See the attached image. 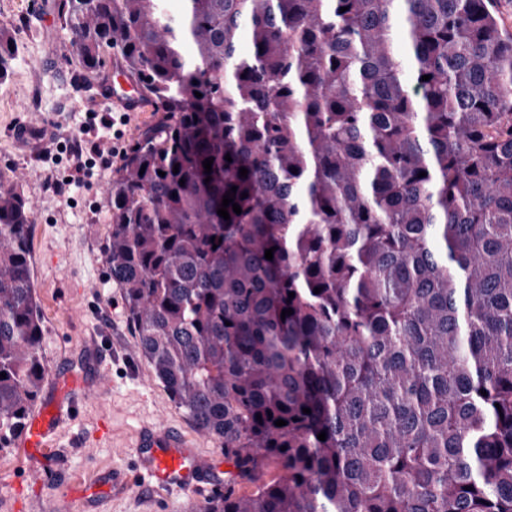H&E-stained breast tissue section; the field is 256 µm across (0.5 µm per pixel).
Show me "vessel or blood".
Wrapping results in <instances>:
<instances>
[{
    "label": "vessel or blood",
    "mask_w": 512,
    "mask_h": 512,
    "mask_svg": "<svg viewBox=\"0 0 512 512\" xmlns=\"http://www.w3.org/2000/svg\"><path fill=\"white\" fill-rule=\"evenodd\" d=\"M107 97L113 106L124 112H140L145 107L138 86L121 73L113 80ZM58 416V409L51 406L31 416L23 437L25 447H44ZM134 448L142 469L156 487H176L193 497L218 486L215 470L200 459L197 449L180 431L168 424L143 428Z\"/></svg>",
    "instance_id": "obj_1"
}]
</instances>
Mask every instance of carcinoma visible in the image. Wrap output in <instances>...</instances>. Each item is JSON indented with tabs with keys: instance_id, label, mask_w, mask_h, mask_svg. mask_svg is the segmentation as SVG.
Instances as JSON below:
<instances>
[{
	"instance_id": "obj_1",
	"label": "carcinoma",
	"mask_w": 512,
	"mask_h": 512,
	"mask_svg": "<svg viewBox=\"0 0 512 512\" xmlns=\"http://www.w3.org/2000/svg\"><path fill=\"white\" fill-rule=\"evenodd\" d=\"M180 2L58 14L85 71L112 54L156 114L108 185L104 253L141 354L232 467L200 512H512V34L493 0ZM11 46L0 31V83ZM31 243L0 184L1 448L47 376Z\"/></svg>"
}]
</instances>
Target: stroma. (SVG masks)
Returning <instances> with one entry per match:
<instances>
[{"instance_id":"obj_1","label":"stroma","mask_w":512,"mask_h":512,"mask_svg":"<svg viewBox=\"0 0 512 512\" xmlns=\"http://www.w3.org/2000/svg\"><path fill=\"white\" fill-rule=\"evenodd\" d=\"M58 2L0 0V29L16 48L10 76L0 83V181L31 209V270L49 373L39 401L54 396L58 374L83 378L90 394L62 407L46 447H24L17 436L0 448V512H181L185 496L179 489L126 486L137 469V431L150 423L177 427L219 468L224 451L195 430L141 356L104 257L106 187L122 164L121 150L154 114L131 113L120 141L103 140L116 146L117 156L97 163L72 196L53 192L52 181L77 175L71 145L96 118L113 111L102 96L111 69L83 75ZM34 92L41 106L29 112L25 106ZM22 122L49 130L50 139L23 142L16 134Z\"/></svg>"}]
</instances>
